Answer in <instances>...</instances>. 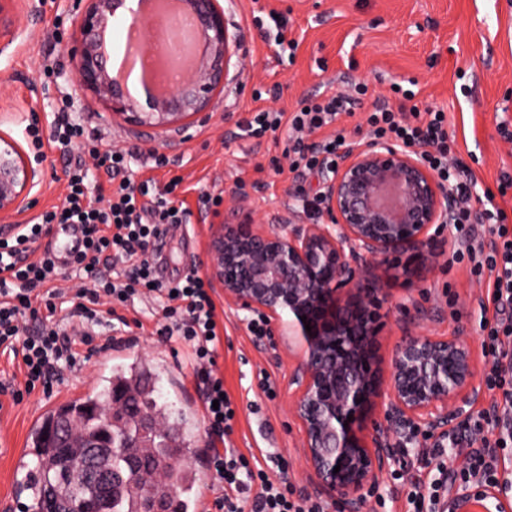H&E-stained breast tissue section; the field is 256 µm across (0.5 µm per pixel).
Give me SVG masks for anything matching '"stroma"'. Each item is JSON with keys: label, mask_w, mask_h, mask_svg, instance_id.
I'll return each mask as SVG.
<instances>
[{"label": "stroma", "mask_w": 512, "mask_h": 512, "mask_svg": "<svg viewBox=\"0 0 512 512\" xmlns=\"http://www.w3.org/2000/svg\"><path fill=\"white\" fill-rule=\"evenodd\" d=\"M228 28L239 49V65L214 96L202 122L181 131L156 132L113 119L107 107L77 82L70 57V34L78 20L74 0H46L27 22V37L0 54V131L28 145L27 128L37 124L46 141L36 156L45 171L32 220L60 204L70 162L83 159L99 183L108 177L96 160L83 156L78 145L49 141L60 112L69 101L68 119L100 136V151L119 146L129 153L135 178L164 183L183 179L190 222L171 229L156 261L166 281L195 270L207 272L206 247L220 224L252 220L256 224H294L302 219L301 203L292 193L291 173L274 174L271 158L281 156L283 143L239 135L237 121L258 110H293L304 97L367 86L368 94L355 115L343 118L350 141H366L356 130L376 99L403 104L395 86L415 92L418 107L438 106L448 115V133L456 142L449 166L465 162L477 184L473 206L485 191L495 192L502 175H512V141L499 132L500 122L512 126V0H220ZM278 12L287 21L286 39L296 41L294 54L279 52L272 31L253 24L254 17ZM167 157L154 167L149 152ZM222 195V203L203 209L201 193ZM457 244L450 227H441L433 243L435 258L419 265L409 256L390 259L366 274L370 287L386 295L382 308L380 354L390 357L404 332L417 335L454 334L478 352L481 370L491 359L482 354L481 308L487 281L473 275L468 263L454 262ZM224 322L217 366L235 408L234 431L227 443L242 453L265 450L287 456L288 478L296 492L313 495L301 455L302 431L289 411V380L295 364L288 339L272 335L255 340L247 329L249 312L237 311L214 291ZM128 319H139L134 342L113 344L104 353V336L82 347L81 370L69 375L53 395L34 391L21 404L0 394V512H16L29 499L20 495L13 469L17 451L30 441L31 421L38 413L85 396L90 379L110 376L112 366L141 360L155 374L160 402L186 419V436L195 454L186 460L190 471L205 466L210 439L199 408L200 391L186 348L155 335L160 311L137 304ZM276 389L267 397L262 377Z\"/></svg>", "instance_id": "stroma-1"}]
</instances>
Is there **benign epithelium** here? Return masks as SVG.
Returning <instances> with one entry per match:
<instances>
[{
  "label": "benign epithelium",
  "instance_id": "7a95c632",
  "mask_svg": "<svg viewBox=\"0 0 512 512\" xmlns=\"http://www.w3.org/2000/svg\"><path fill=\"white\" fill-rule=\"evenodd\" d=\"M79 2L80 23L71 33L74 74L109 112L130 125L166 129L185 128L186 118L209 111L237 47L219 0H184L206 48L192 78L162 97L131 95L106 66L107 32L116 24L142 26L144 20L126 0ZM36 10L32 0H0L1 52L24 39L18 20ZM42 182L39 165L0 133V217L22 215ZM321 188L326 209L319 223L222 225L211 240L208 273L229 305L261 314L283 335L292 327L302 336L303 351L290 377V411L302 429L309 478L340 512H366L369 494L396 464L400 436L419 430L429 443L438 442L456 428L463 407H471L473 416L485 413L483 390L472 349L457 335L403 336L382 379L376 349L386 298L364 287L370 261L408 253L422 261L433 258L431 230L448 222L452 190L413 152L384 141L350 145ZM378 399L384 402L383 424L372 417ZM96 416L105 426L93 435L80 438L61 423L51 438L73 460L74 475L93 488L81 512H112L132 476L149 470L153 482L163 483L173 460L159 452L165 422L132 414L127 392L112 391V407ZM128 421L124 467L113 469L107 465V425L122 428ZM169 497L143 496L140 512H169ZM465 506L512 512V498L496 483H457L441 512Z\"/></svg>",
  "mask_w": 512,
  "mask_h": 512
}]
</instances>
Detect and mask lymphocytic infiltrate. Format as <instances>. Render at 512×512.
<instances>
[{"label":"lymphocytic infiltrate","instance_id":"obj_1","mask_svg":"<svg viewBox=\"0 0 512 512\" xmlns=\"http://www.w3.org/2000/svg\"><path fill=\"white\" fill-rule=\"evenodd\" d=\"M366 93L362 85L353 96L337 91L321 99H304L288 113L260 110L239 120L238 127L254 139L269 132L286 133L285 161L274 164V172L320 175L335 169L348 146L347 132L338 130L317 143L310 142V135L333 125L341 115H352L358 96ZM402 96L405 103L398 107L374 103L366 118L369 134L413 150L442 182L450 184L456 198L450 227L458 244L453 257L467 260L474 275L488 276L487 300L495 311L493 319L481 322V347L492 358L485 384L496 397L491 412L466 423L467 432L479 438L478 448L467 452L452 470L448 460L461 444L459 436L449 435L434 446L415 433L405 440L413 455L437 471L435 478L412 482L406 489L407 512H439L440 498L452 480L499 482L512 491V478L499 473L501 461L512 458V217L492 203L495 194L512 189V177L500 179L497 193H486L488 207L474 208L471 169L461 162L453 168L448 165L454 142L446 112L412 106L413 91H403ZM62 139L80 140L113 185L109 192H92L88 168L76 162L68 170L61 205L43 212L19 233L0 237V353L13 356L23 377L22 383L7 386L13 403H21L38 386L44 394H52L65 373L80 369L78 347L92 341L102 316L113 317L122 329L129 325L125 309L138 301L155 302L163 318L156 333L190 347L207 433L224 440L233 432L236 410L223 395V378L214 371L224 328L216 318L211 282L194 270L172 282L155 274L158 245L172 226L188 221V211L177 195L180 178L162 186L151 178L134 179L124 149L99 153L95 137L79 125L64 126ZM65 223L80 225L83 240L62 268L51 248L36 253L32 246ZM65 270L76 283L57 287ZM288 468L287 458L277 452L260 458L234 448L212 449L207 470L224 493L213 500L209 512H329L326 501L294 493Z\"/></svg>","mask_w":512,"mask_h":512}]
</instances>
